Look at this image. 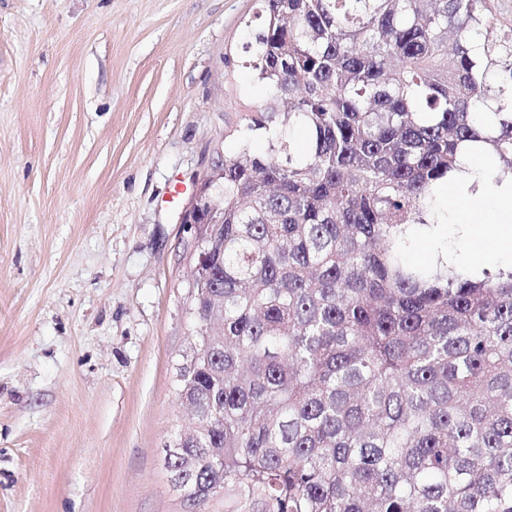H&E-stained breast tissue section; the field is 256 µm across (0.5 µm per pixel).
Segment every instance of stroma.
I'll return each mask as SVG.
<instances>
[{
	"label": "stroma",
	"instance_id": "stroma-1",
	"mask_svg": "<svg viewBox=\"0 0 512 512\" xmlns=\"http://www.w3.org/2000/svg\"><path fill=\"white\" fill-rule=\"evenodd\" d=\"M258 0H0V512H185L197 181L250 136Z\"/></svg>",
	"mask_w": 512,
	"mask_h": 512
}]
</instances>
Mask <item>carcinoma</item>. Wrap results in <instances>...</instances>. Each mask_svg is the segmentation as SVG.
<instances>
[{
    "instance_id": "obj_1",
    "label": "carcinoma",
    "mask_w": 512,
    "mask_h": 512,
    "mask_svg": "<svg viewBox=\"0 0 512 512\" xmlns=\"http://www.w3.org/2000/svg\"><path fill=\"white\" fill-rule=\"evenodd\" d=\"M259 2L266 149L201 185L224 251L190 306L198 426L164 448L170 485L224 512H512V270L405 258L463 143L512 174V24L495 0Z\"/></svg>"
}]
</instances>
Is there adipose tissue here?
Instances as JSON below:
<instances>
[{
    "label": "adipose tissue",
    "mask_w": 512,
    "mask_h": 512,
    "mask_svg": "<svg viewBox=\"0 0 512 512\" xmlns=\"http://www.w3.org/2000/svg\"><path fill=\"white\" fill-rule=\"evenodd\" d=\"M442 203L436 224L421 230L416 261L442 257L443 261L473 270L512 269V174L502 173L482 144L461 145L458 170L441 184ZM456 247H449V240Z\"/></svg>",
    "instance_id": "ef3b65f1"
}]
</instances>
